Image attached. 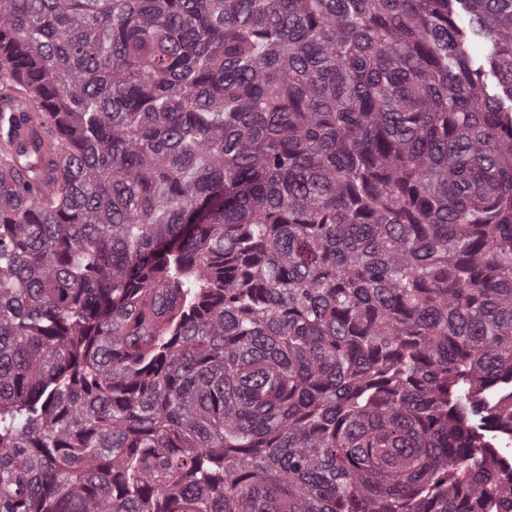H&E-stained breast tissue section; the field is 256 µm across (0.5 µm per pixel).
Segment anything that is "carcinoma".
I'll return each instance as SVG.
<instances>
[{
	"label": "carcinoma",
	"instance_id": "obj_1",
	"mask_svg": "<svg viewBox=\"0 0 512 512\" xmlns=\"http://www.w3.org/2000/svg\"><path fill=\"white\" fill-rule=\"evenodd\" d=\"M488 427L512 0H0V512H512Z\"/></svg>",
	"mask_w": 512,
	"mask_h": 512
}]
</instances>
